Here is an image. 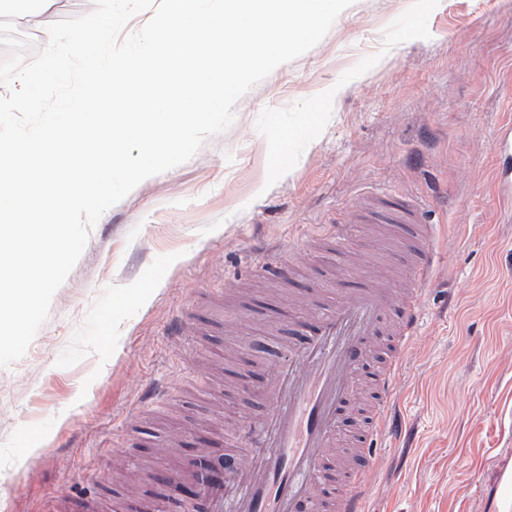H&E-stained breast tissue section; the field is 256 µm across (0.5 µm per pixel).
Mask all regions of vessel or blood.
Here are the masks:
<instances>
[{"label":"vessel or blood","instance_id":"1","mask_svg":"<svg viewBox=\"0 0 512 512\" xmlns=\"http://www.w3.org/2000/svg\"><path fill=\"white\" fill-rule=\"evenodd\" d=\"M357 224H402L413 229L420 259L407 287L385 288L364 279L356 293L328 306L301 300L305 321L318 330L288 347L287 359L273 365L260 384L240 375L236 385L255 388L261 407L251 424L253 447L233 455L238 494L225 496L216 456L200 448L176 469L175 480L196 484V512H368L367 471L339 475L323 469L336 454L338 410L361 380L360 369L377 359L374 398L365 414L357 447L391 437L395 393L402 358L420 327L421 305L438 257L437 226L419 205L385 195L364 199L353 212ZM322 250L350 252L346 225H333L316 238ZM495 483L512 512V460L501 458Z\"/></svg>","mask_w":512,"mask_h":512}]
</instances>
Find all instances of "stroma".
<instances>
[{"label":"stroma","mask_w":512,"mask_h":512,"mask_svg":"<svg viewBox=\"0 0 512 512\" xmlns=\"http://www.w3.org/2000/svg\"><path fill=\"white\" fill-rule=\"evenodd\" d=\"M433 3L354 0L226 131L101 216L26 355L0 367V512H55L62 494L114 512L127 492L167 491L174 433L188 457L225 421L254 420L233 381L301 341L289 295H347L389 258L408 275L407 245L356 235L346 261L307 247L373 192L430 206L444 231L399 380L398 422L416 437L377 442L369 512L491 508L512 450V203L493 149L512 124V0ZM298 128L275 159L273 134ZM259 252L304 273L248 274ZM180 319L205 333L170 336Z\"/></svg>","instance_id":"obj_1"}]
</instances>
